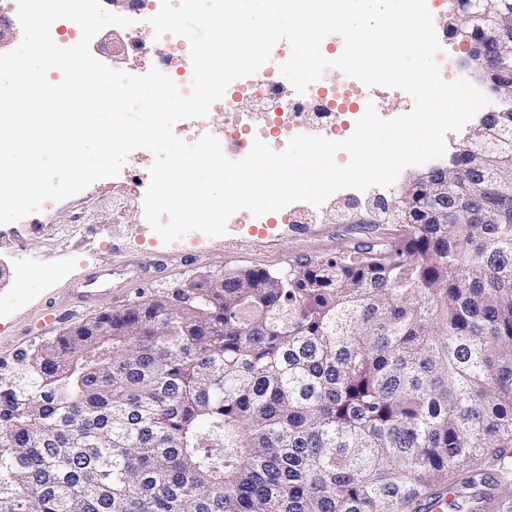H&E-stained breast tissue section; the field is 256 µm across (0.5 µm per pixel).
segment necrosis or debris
<instances>
[{"label": "necrosis or debris", "mask_w": 512, "mask_h": 512, "mask_svg": "<svg viewBox=\"0 0 512 512\" xmlns=\"http://www.w3.org/2000/svg\"><path fill=\"white\" fill-rule=\"evenodd\" d=\"M131 47L143 54L154 52L157 42H165L168 55L159 63L162 72H169L172 57L187 55L189 43L185 38L166 34L156 37L150 24H143L131 30ZM320 83H313L305 97H283L279 82L270 79L265 72H258L242 85L256 104L263 108L258 117L240 112V99L234 91H225L223 97L214 102L212 111L234 115V122L225 124L221 141L226 151L245 156L254 139L260 138L271 143L273 149H283L294 136L311 130L332 139L342 125H355L358 113L338 111L334 101L338 98H364L366 88L362 85L347 84L336 88L334 96L321 94Z\"/></svg>", "instance_id": "necrosis-or-debris-1"}]
</instances>
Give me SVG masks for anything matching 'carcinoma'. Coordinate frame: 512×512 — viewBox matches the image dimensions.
I'll return each mask as SVG.
<instances>
[{
	"instance_id": "1",
	"label": "carcinoma",
	"mask_w": 512,
	"mask_h": 512,
	"mask_svg": "<svg viewBox=\"0 0 512 512\" xmlns=\"http://www.w3.org/2000/svg\"><path fill=\"white\" fill-rule=\"evenodd\" d=\"M494 109L383 243L22 354L0 512H512V100ZM434 204L475 217L419 223Z\"/></svg>"
}]
</instances>
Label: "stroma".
Wrapping results in <instances>:
<instances>
[{
  "instance_id": "stroma-1",
  "label": "stroma",
  "mask_w": 512,
  "mask_h": 512,
  "mask_svg": "<svg viewBox=\"0 0 512 512\" xmlns=\"http://www.w3.org/2000/svg\"><path fill=\"white\" fill-rule=\"evenodd\" d=\"M443 49L436 56L447 71L458 73L465 45L448 43L446 0H426ZM122 28L100 31L90 44L94 57L115 70L150 68L154 57L112 52ZM150 152L132 151L120 174L96 181L62 201H45L20 221L0 225V375L14 374L22 353L102 313L123 308L138 297L165 290L200 272L233 269L281 271L297 262L354 253L395 231L391 224H339L347 192L333 194L319 224L285 225L284 211L265 216L268 225L287 226L273 245L259 246L246 224L229 223L228 235L239 245L224 250V239L192 232L166 244L144 217Z\"/></svg>"
}]
</instances>
